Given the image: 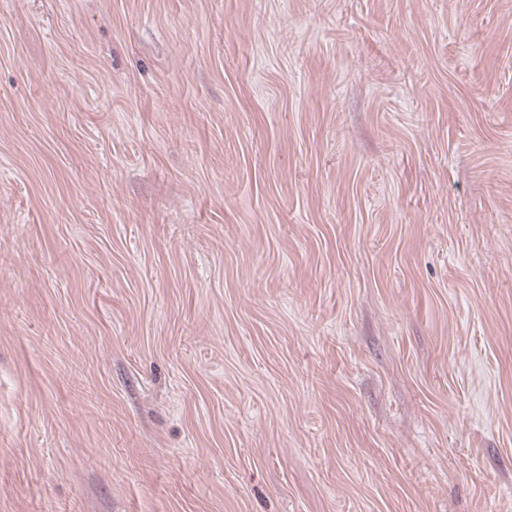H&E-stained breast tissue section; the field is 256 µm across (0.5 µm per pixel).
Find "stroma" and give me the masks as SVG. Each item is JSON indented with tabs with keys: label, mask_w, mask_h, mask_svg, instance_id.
Listing matches in <instances>:
<instances>
[{
	"label": "stroma",
	"mask_w": 512,
	"mask_h": 512,
	"mask_svg": "<svg viewBox=\"0 0 512 512\" xmlns=\"http://www.w3.org/2000/svg\"><path fill=\"white\" fill-rule=\"evenodd\" d=\"M0 512H512V0H0Z\"/></svg>",
	"instance_id": "1"
}]
</instances>
